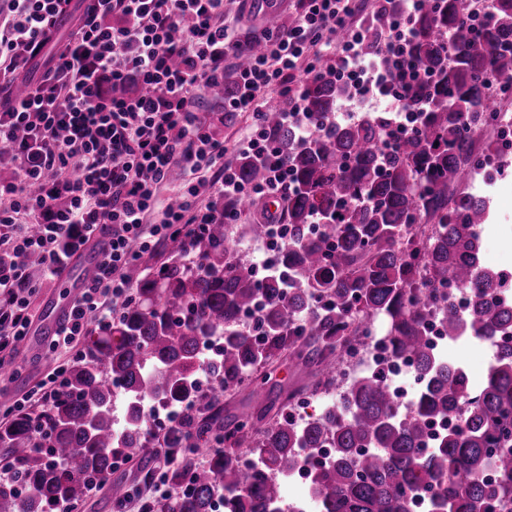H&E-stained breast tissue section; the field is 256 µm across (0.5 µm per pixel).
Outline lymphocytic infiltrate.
<instances>
[{
	"mask_svg": "<svg viewBox=\"0 0 512 512\" xmlns=\"http://www.w3.org/2000/svg\"><path fill=\"white\" fill-rule=\"evenodd\" d=\"M70 3L0 0V168L10 171L0 177V364L13 359L34 319L32 266L55 280L102 241L96 274L52 341L75 352L93 318H111L131 298L125 270L146 253L176 235L190 242L209 225L237 223L230 199L286 196V162L262 125L270 95L287 101L285 119L305 142L314 127L300 110L299 86L318 76L358 85L357 98L330 119L388 113L389 148L410 134L408 87L430 79L396 50L420 0L392 9L388 38L370 57L359 51L365 30L352 0H294V26L262 29L264 53L237 75L231 106L253 120L245 150L267 156L269 169L264 183L244 185L224 160L223 113L200 105L223 85L225 61L242 51L224 0H86L60 40ZM176 168L184 189L155 210Z\"/></svg>",
	"mask_w": 512,
	"mask_h": 512,
	"instance_id": "lymphocytic-infiltrate-1",
	"label": "lymphocytic infiltrate"
}]
</instances>
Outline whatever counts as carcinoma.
<instances>
[{"label": "carcinoma", "mask_w": 512, "mask_h": 512, "mask_svg": "<svg viewBox=\"0 0 512 512\" xmlns=\"http://www.w3.org/2000/svg\"><path fill=\"white\" fill-rule=\"evenodd\" d=\"M370 25L365 54L376 52L385 15ZM413 25L405 52L436 75L411 90L428 101L414 134L383 155L388 115L328 123L337 102L357 90L327 76L302 89V108L316 123L309 141L297 140L284 107L267 110L263 126L296 186L280 201L289 239L273 269L255 279L231 247L237 231L264 238L265 224H212L191 247L169 239L168 262L137 276L133 300L112 325L90 332L65 391L35 416L20 409L0 423V462L13 474L0 482V512L65 510L94 479L112 474L116 460L134 458L147 479L167 486L142 512H211L216 497L224 512H283L282 479L317 448L332 454L313 469L314 512H411L415 501L427 512H512V273L480 263L486 204L461 190L464 176L498 152L490 129L501 113L489 103L491 83L512 82V0H425ZM244 40L239 71L264 51ZM234 172L246 184L268 176L246 153ZM311 224L324 230L310 236ZM457 292L465 314L454 304ZM257 300L260 315L243 324L240 314ZM429 309L448 338L495 346L481 387L429 344ZM377 320L382 343L416 365L418 390L406 409L374 369L354 374L332 408L302 424L287 417L257 424L248 415L221 423L219 394L246 389L264 401L270 375L257 373L285 355L335 380L337 366L370 346ZM207 336L223 346L206 361ZM201 371L215 388L209 415L190 417L197 442L187 443L180 425L155 440L142 404L194 397ZM116 383L126 402L121 430ZM451 412L456 425L425 448L431 420ZM36 419L49 429L42 450ZM216 427L224 429L222 451L207 446ZM241 448L252 456L247 467ZM160 459L161 473L152 467Z\"/></svg>", "instance_id": "cac0c4a2"}]
</instances>
